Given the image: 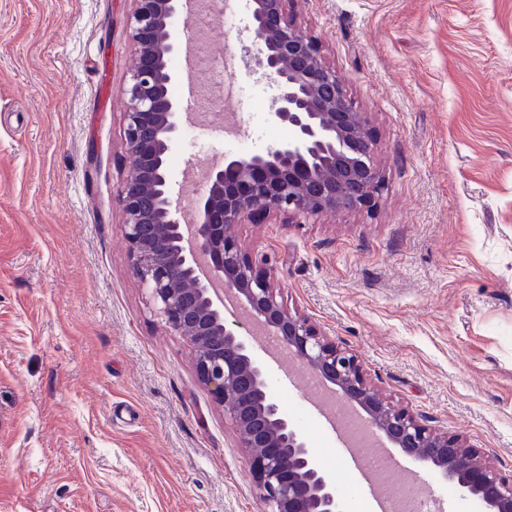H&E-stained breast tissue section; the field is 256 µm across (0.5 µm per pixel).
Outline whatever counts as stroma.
I'll return each instance as SVG.
<instances>
[{"label": "stroma", "mask_w": 512, "mask_h": 512, "mask_svg": "<svg viewBox=\"0 0 512 512\" xmlns=\"http://www.w3.org/2000/svg\"><path fill=\"white\" fill-rule=\"evenodd\" d=\"M132 0H0V512H264L244 449L189 349L130 272L123 89ZM253 0H232L202 56L241 88L168 159L180 171L291 136L257 63ZM377 134L386 189L371 211L234 225L290 309L361 359L383 395L512 470V0H296ZM346 512H366L335 436L300 425ZM388 495L483 512L406 460Z\"/></svg>", "instance_id": "35a3bbf8"}]
</instances>
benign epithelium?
<instances>
[{
    "instance_id": "1",
    "label": "benign epithelium",
    "mask_w": 512,
    "mask_h": 512,
    "mask_svg": "<svg viewBox=\"0 0 512 512\" xmlns=\"http://www.w3.org/2000/svg\"><path fill=\"white\" fill-rule=\"evenodd\" d=\"M133 2L137 62L124 89L126 167L116 200L130 271L150 291L157 315L189 346L199 383L248 449L265 512L344 510L252 344L224 319L229 295L391 447L433 466L482 500L487 512H512V472L377 393L358 356L307 315L290 311L274 268L227 232V225L261 213L299 220L370 210L384 190L369 118L327 63L321 40L290 15L291 0H254L251 43L258 64L275 76L273 117L292 135L264 153L210 167L196 218L185 224L169 187L168 156L183 125V108L169 92L176 78L170 61L199 30L191 0Z\"/></svg>"
}]
</instances>
